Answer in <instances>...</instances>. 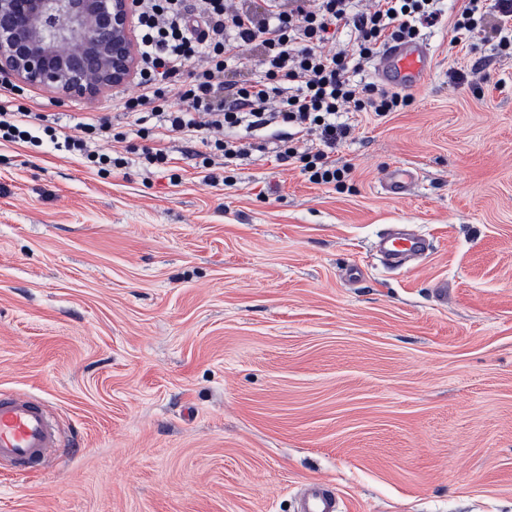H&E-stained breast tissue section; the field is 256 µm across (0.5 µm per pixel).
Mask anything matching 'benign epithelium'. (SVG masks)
I'll return each instance as SVG.
<instances>
[{"label":"benign epithelium","instance_id":"1","mask_svg":"<svg viewBox=\"0 0 512 512\" xmlns=\"http://www.w3.org/2000/svg\"><path fill=\"white\" fill-rule=\"evenodd\" d=\"M134 0H0V73L94 98L137 69Z\"/></svg>","mask_w":512,"mask_h":512}]
</instances>
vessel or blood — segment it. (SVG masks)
<instances>
[{
    "label": "vessel or blood",
    "mask_w": 512,
    "mask_h": 512,
    "mask_svg": "<svg viewBox=\"0 0 512 512\" xmlns=\"http://www.w3.org/2000/svg\"><path fill=\"white\" fill-rule=\"evenodd\" d=\"M433 64L430 44L420 39L387 46L376 61L375 74L387 86L409 89L429 77ZM417 179L413 168L398 166L389 172L382 189L399 199L409 194ZM430 248L429 237L410 224L394 225L374 243L380 260L396 268L423 258ZM59 446L58 425L40 401L22 393L0 391V463L20 473L38 472L55 457ZM297 512H342V499L333 485L309 481Z\"/></svg>",
    "instance_id": "1"
}]
</instances>
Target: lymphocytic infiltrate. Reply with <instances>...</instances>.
<instances>
[{
    "instance_id": "1",
    "label": "lymphocytic infiltrate",
    "mask_w": 512,
    "mask_h": 512,
    "mask_svg": "<svg viewBox=\"0 0 512 512\" xmlns=\"http://www.w3.org/2000/svg\"><path fill=\"white\" fill-rule=\"evenodd\" d=\"M442 0H136L138 45L135 91L115 99L137 137L159 135L137 147L105 119H73L36 127V113L0 85V142L38 143L78 156L101 172L136 164L149 173L171 170L168 140L198 139L193 153L207 181L233 170L253 151L299 168L314 185L340 186L350 165L335 153L351 139L353 112L384 115L411 95L366 80L362 72L391 42L420 38L442 19ZM491 30L496 52L512 57V0H465L452 20L455 41ZM247 47L250 67L238 48ZM265 130L268 143L247 140Z\"/></svg>"
}]
</instances>
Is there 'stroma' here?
<instances>
[{"mask_svg": "<svg viewBox=\"0 0 512 512\" xmlns=\"http://www.w3.org/2000/svg\"><path fill=\"white\" fill-rule=\"evenodd\" d=\"M425 37L412 104L353 114L343 190L260 152L211 185L193 141L177 184L0 144V390L65 441L0 467V512H294L310 480L347 512H512V60L447 19ZM478 58L481 91L451 82ZM113 98L23 103L127 129ZM394 224L429 257L382 266ZM417 179V173L413 168L398 166L389 172L382 189L391 198L400 199L409 194Z\"/></svg>", "mask_w": 512, "mask_h": 512, "instance_id": "35a3bbf8", "label": "stroma"}]
</instances>
